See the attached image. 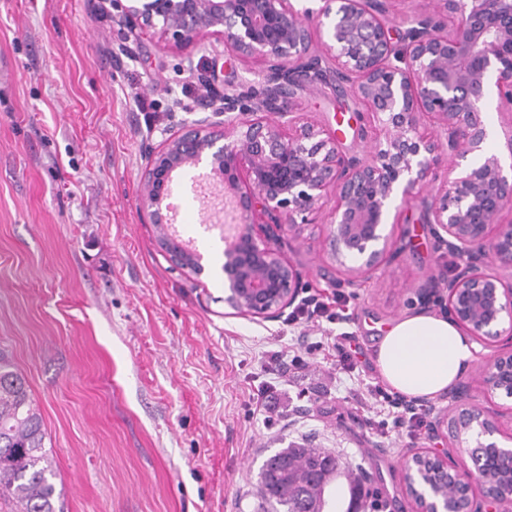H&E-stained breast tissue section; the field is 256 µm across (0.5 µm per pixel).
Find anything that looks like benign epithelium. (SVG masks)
<instances>
[{
    "label": "benign epithelium",
    "mask_w": 512,
    "mask_h": 512,
    "mask_svg": "<svg viewBox=\"0 0 512 512\" xmlns=\"http://www.w3.org/2000/svg\"><path fill=\"white\" fill-rule=\"evenodd\" d=\"M113 17L176 46L212 36L240 59L263 64L256 81L205 90L199 109L222 121L192 119L148 162L141 201L171 260L195 274L203 256L172 233L174 180L203 168L207 184L229 199L234 232L224 242V304L232 314L275 320L299 295V272L271 246L284 230L310 223L328 192L329 253L356 287L401 252L394 228L402 211L422 198L423 223L439 245L466 257L444 283L419 295L444 303L451 321L480 345L505 339L477 368L487 393L512 401V286L491 267L512 268V172L496 154L482 153L484 102L512 112V0H433L405 29L384 20L383 0H318L299 10L291 0H109ZM323 32L312 41L310 23ZM351 84L375 127L365 160L323 129L299 123L298 94L318 85ZM436 134L422 131L424 121ZM448 176L421 197L439 157ZM247 182L241 183V173ZM446 437L470 460L459 511L443 486L459 475L450 455L422 449L403 462L404 488L414 512H500L512 507V433L498 415L470 403L461 381ZM483 497L477 503L474 488Z\"/></svg>",
    "instance_id": "1"
}]
</instances>
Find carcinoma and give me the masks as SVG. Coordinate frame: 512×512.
<instances>
[{
    "label": "carcinoma",
    "mask_w": 512,
    "mask_h": 512,
    "mask_svg": "<svg viewBox=\"0 0 512 512\" xmlns=\"http://www.w3.org/2000/svg\"><path fill=\"white\" fill-rule=\"evenodd\" d=\"M45 436L25 378L0 353V504L10 512H57L60 493ZM338 469L336 456L323 448L280 449L258 473L257 512H323L326 487Z\"/></svg>",
    "instance_id": "obj_1"
}]
</instances>
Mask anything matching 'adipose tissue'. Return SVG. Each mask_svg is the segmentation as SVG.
I'll use <instances>...</instances> for the list:
<instances>
[{
  "label": "adipose tissue",
  "instance_id": "adipose-tissue-1",
  "mask_svg": "<svg viewBox=\"0 0 512 512\" xmlns=\"http://www.w3.org/2000/svg\"><path fill=\"white\" fill-rule=\"evenodd\" d=\"M472 358L471 344L448 318L416 313L389 328L377 347L375 364L392 391L432 399L455 384Z\"/></svg>",
  "mask_w": 512,
  "mask_h": 512
}]
</instances>
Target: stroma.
Instances as JSON below:
<instances>
[{"instance_id":"stroma-1","label":"stroma","mask_w":512,"mask_h":512,"mask_svg":"<svg viewBox=\"0 0 512 512\" xmlns=\"http://www.w3.org/2000/svg\"><path fill=\"white\" fill-rule=\"evenodd\" d=\"M215 86L253 78L258 64L222 41L177 47L130 33L109 0H0V352L21 372L46 429L64 512H254L264 460L291 444L333 452L380 489L385 512H413L404 458L448 451L451 401L428 400L417 441L380 437L367 391L383 326L429 310L421 289L458 257L436 249L420 206L395 229L399 255L347 289L343 322L227 315L224 242L204 199L175 185L182 240L205 272L172 264L141 205L149 157L182 132L200 94L186 63ZM350 87L309 90L297 117L366 154ZM277 249L302 295H333L342 274L323 224L284 233ZM351 333L361 373L337 367ZM288 357L282 365L272 352Z\"/></svg>"}]
</instances>
